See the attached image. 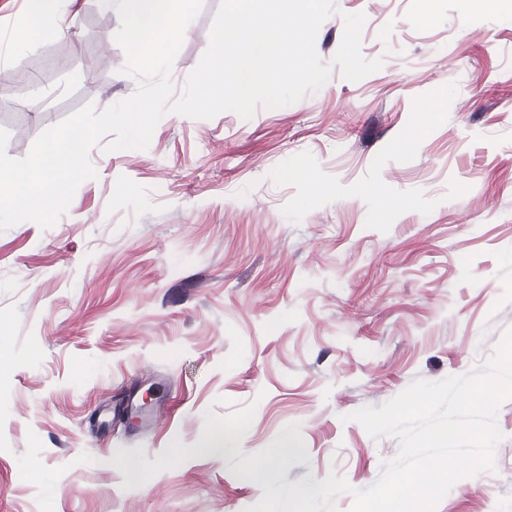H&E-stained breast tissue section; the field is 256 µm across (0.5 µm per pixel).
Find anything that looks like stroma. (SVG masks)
Wrapping results in <instances>:
<instances>
[{"instance_id":"1","label":"stroma","mask_w":512,"mask_h":512,"mask_svg":"<svg viewBox=\"0 0 512 512\" xmlns=\"http://www.w3.org/2000/svg\"><path fill=\"white\" fill-rule=\"evenodd\" d=\"M218 5L186 30L175 91ZM335 5L320 58L361 14L378 71L247 119L165 114L144 150L105 135L65 215L0 233V512H247L264 489L237 467L290 424L308 456L268 469L273 487L334 472L366 488L398 441L341 415L469 373L512 329V0ZM60 9L74 28L28 50L27 0H0L14 158L137 87L116 10ZM301 165L328 195L310 199ZM399 196L410 206L380 215ZM219 425L224 452L204 453ZM497 425L495 471L434 512H512V399Z\"/></svg>"}]
</instances>
